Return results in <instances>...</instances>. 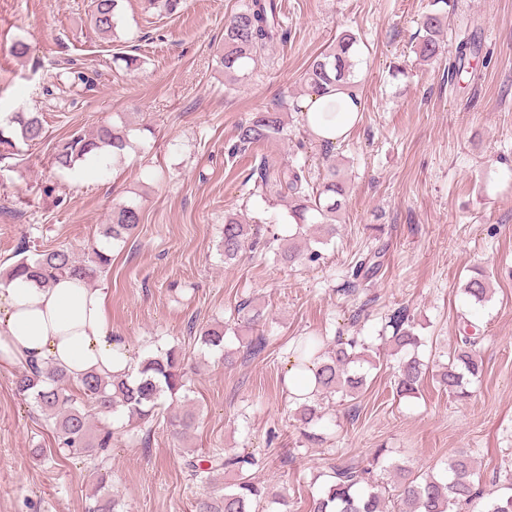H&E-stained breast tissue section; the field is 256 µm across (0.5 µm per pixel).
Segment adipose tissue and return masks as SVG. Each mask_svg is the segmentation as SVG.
<instances>
[{"mask_svg": "<svg viewBox=\"0 0 512 512\" xmlns=\"http://www.w3.org/2000/svg\"><path fill=\"white\" fill-rule=\"evenodd\" d=\"M326 96L311 94L302 104L308 129L335 142L345 139L359 118L347 93L334 94L340 110L323 122ZM105 289L74 278L42 288L22 280L0 288V364L30 366L52 363L72 378L94 372L103 377L134 373L136 362L122 337L113 335Z\"/></svg>", "mask_w": 512, "mask_h": 512, "instance_id": "ef3b65f1", "label": "adipose tissue"}]
</instances>
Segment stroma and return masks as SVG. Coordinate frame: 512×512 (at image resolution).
Masks as SVG:
<instances>
[{"mask_svg": "<svg viewBox=\"0 0 512 512\" xmlns=\"http://www.w3.org/2000/svg\"><path fill=\"white\" fill-rule=\"evenodd\" d=\"M242 0H183L178 12L122 0L112 39L90 27L91 0H0V115L42 113L46 134L19 145L15 166L0 169V265L18 252L63 247L76 257L106 248L112 264L93 282L106 289L112 333L134 357L182 346L192 365L188 438H175L170 408L140 425L117 416L104 464L125 512H192L200 489L189 480L183 451H252L258 474L283 492L292 512H308L332 466L369 458L378 448L412 470L443 467L454 451L477 462L484 484L512 478V0H455L444 32L455 49L473 32L482 52L449 82L447 62L426 64L415 46L431 0H279L290 35L257 70L227 83L219 64L224 21ZM359 39L358 123L324 153L301 113L288 140L232 153L239 125L309 90V59L342 31ZM30 45L12 55L17 39ZM140 59L126 68L123 55ZM95 79L72 86L71 73ZM146 125L135 148L104 173L82 178L51 164L58 141L92 130L119 113ZM313 169L337 166L350 181L335 238L317 263L289 267L272 252L247 248L224 262V216L236 214L280 238L294 234L285 206L252 195L261 155ZM53 195H46V188ZM136 200L133 237L103 235L116 204ZM386 246L373 278L352 282L350 265L377 243ZM491 278L492 300L464 302L460 286L476 270ZM261 308L265 352L249 357L234 334L232 364L201 355L194 334L237 320L239 303ZM407 307L438 362L474 325L482 375L465 399L425 378L414 398L394 389V357L382 356L357 402L326 401L317 426L323 442H305L285 386L296 337L362 336L377 343L396 308ZM0 369V512H86L92 468L62 455L40 462L53 429L13 390Z\"/></svg>", "mask_w": 512, "mask_h": 512, "instance_id": "1", "label": "stroma"}]
</instances>
